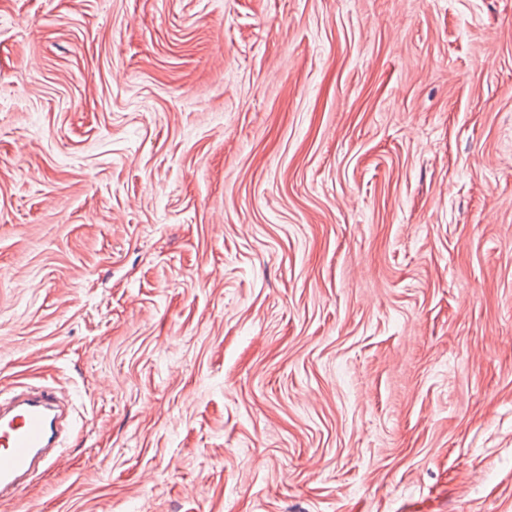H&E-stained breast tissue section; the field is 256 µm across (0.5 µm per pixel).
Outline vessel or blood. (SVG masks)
<instances>
[{"mask_svg": "<svg viewBox=\"0 0 512 512\" xmlns=\"http://www.w3.org/2000/svg\"><path fill=\"white\" fill-rule=\"evenodd\" d=\"M59 397L24 386L0 396V498L14 496L37 469H48L59 444Z\"/></svg>", "mask_w": 512, "mask_h": 512, "instance_id": "1", "label": "vessel or blood"}]
</instances>
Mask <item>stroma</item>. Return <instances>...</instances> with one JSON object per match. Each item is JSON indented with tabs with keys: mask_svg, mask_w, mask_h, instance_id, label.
<instances>
[{
	"mask_svg": "<svg viewBox=\"0 0 512 512\" xmlns=\"http://www.w3.org/2000/svg\"><path fill=\"white\" fill-rule=\"evenodd\" d=\"M0 512H512V0H0ZM59 397L51 388L24 386L0 393V498H10L36 470H47L59 445Z\"/></svg>",
	"mask_w": 512,
	"mask_h": 512,
	"instance_id": "stroma-1",
	"label": "stroma"
}]
</instances>
